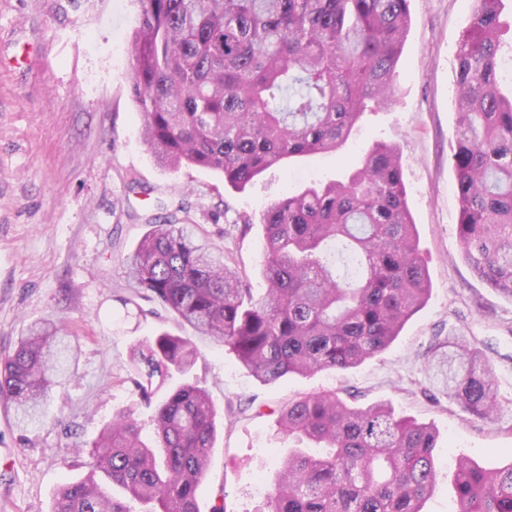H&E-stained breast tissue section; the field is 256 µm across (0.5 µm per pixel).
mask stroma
I'll list each match as a JSON object with an SVG mask.
<instances>
[{"mask_svg":"<svg viewBox=\"0 0 512 512\" xmlns=\"http://www.w3.org/2000/svg\"><path fill=\"white\" fill-rule=\"evenodd\" d=\"M473 0H409L411 25L387 107L366 112L342 148L265 171L245 188L198 166L161 168L141 135L128 79L138 0H0V353L54 318L78 350L42 418L18 427L0 403V512H51L58 487L82 478L89 448L113 416L152 410L129 381L128 355L164 330L191 335L157 303L133 294L122 261L152 225L187 208L190 223L245 270L254 297L267 284L261 214L310 182L359 166L373 141L401 150L408 206L431 292L381 354L358 367L265 385L224 347L205 348L190 376L224 418L197 491L199 512H257L293 443L275 412L307 394L336 393L439 433L426 512H457V457L487 469L512 461V300L466 262L450 146L454 64ZM249 229H242L243 220ZM470 336L495 373L500 417L471 419L450 404L429 363L455 333Z\"/></svg>","mask_w":512,"mask_h":512,"instance_id":"1","label":"stroma"}]
</instances>
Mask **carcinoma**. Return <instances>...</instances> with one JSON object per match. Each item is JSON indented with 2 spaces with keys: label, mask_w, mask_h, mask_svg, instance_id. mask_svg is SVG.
<instances>
[{
  "label": "carcinoma",
  "mask_w": 512,
  "mask_h": 512,
  "mask_svg": "<svg viewBox=\"0 0 512 512\" xmlns=\"http://www.w3.org/2000/svg\"><path fill=\"white\" fill-rule=\"evenodd\" d=\"M131 91L144 143L163 166L217 170L244 188L297 157L335 151L369 108L386 104L409 24V0H139ZM503 0H475L456 52L451 159L458 238L473 272L512 299V93L503 91ZM261 299L195 224H154L124 258L135 293L192 336L156 335L130 349L131 380L151 402L170 373L189 374L202 347L231 350L264 384L346 371L384 351L425 304L430 280L416 244L399 148L376 141L342 180L312 184L262 213ZM47 318L0 355V402L35 419L71 354ZM448 400L471 418L500 409L483 351L460 336L436 355ZM153 435L130 415L91 445L87 476L59 488L52 512H198L217 435L209 393L186 380L155 406ZM295 448L257 512H423L437 481L438 434L383 403L336 394L281 410ZM460 512H512V462L489 472L456 459Z\"/></svg>",
  "instance_id": "1"
}]
</instances>
